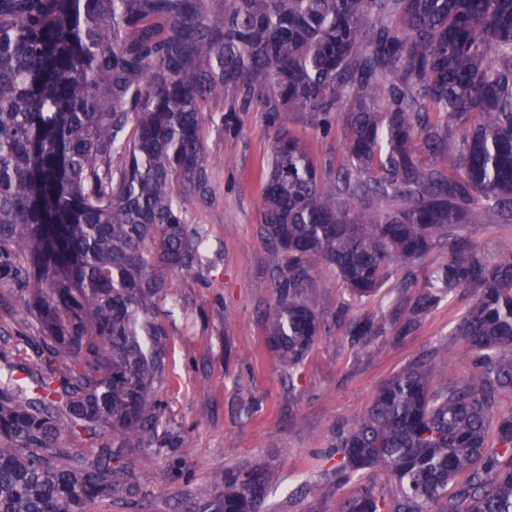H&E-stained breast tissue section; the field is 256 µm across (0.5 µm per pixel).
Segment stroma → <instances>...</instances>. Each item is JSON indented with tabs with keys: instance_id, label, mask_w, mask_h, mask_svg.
<instances>
[{
	"instance_id": "stroma-1",
	"label": "stroma",
	"mask_w": 512,
	"mask_h": 512,
	"mask_svg": "<svg viewBox=\"0 0 512 512\" xmlns=\"http://www.w3.org/2000/svg\"><path fill=\"white\" fill-rule=\"evenodd\" d=\"M350 108L348 101L338 104L327 133L314 113L286 116L289 132L304 143L322 178L335 177L344 160ZM203 135L209 191L184 208L204 246L195 269L173 274L172 288L154 301L166 349L164 373L154 384L162 413L158 439L122 449L117 461L140 494L115 493L97 500L91 512H182L187 501L212 496L224 471L255 465L270 475L263 512H336L337 499L356 488L339 482L323 462L337 429L362 413L387 379L434 351L448 352L447 365L434 370L436 383L461 379L471 358L455 327L474 296L457 291L411 331L357 346L346 334L349 320L365 310L388 311L415 291L398 287L392 277L361 309L350 305L335 269L321 266L306 297L331 332L287 368L266 342L278 256L263 234V192L276 129L258 106H243L228 91L206 105ZM466 233L490 260L512 251V223L477 221ZM37 332L19 306L0 305V340L10 341L18 357L29 356L30 349L17 334ZM168 435L188 442L190 455L159 447V438Z\"/></svg>"
}]
</instances>
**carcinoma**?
<instances>
[{
	"instance_id": "carcinoma-1",
	"label": "carcinoma",
	"mask_w": 512,
	"mask_h": 512,
	"mask_svg": "<svg viewBox=\"0 0 512 512\" xmlns=\"http://www.w3.org/2000/svg\"><path fill=\"white\" fill-rule=\"evenodd\" d=\"M231 90L270 123L352 102L345 161L322 182L281 129L264 189L280 256L267 342L294 367L326 331L303 299L322 264L362 305L391 274L394 314L353 319L365 343L465 288L456 326L472 355L435 386L436 352L391 377L326 460L376 486L336 512H512V252L491 262L458 233L512 220V0H0V288L19 286L39 335L0 348V512H88L122 487L112 448H143L161 421L165 350L152 300L189 273L199 239L182 203L204 197V105ZM114 440L82 464L66 438ZM264 469L226 471L186 512H261Z\"/></svg>"
}]
</instances>
